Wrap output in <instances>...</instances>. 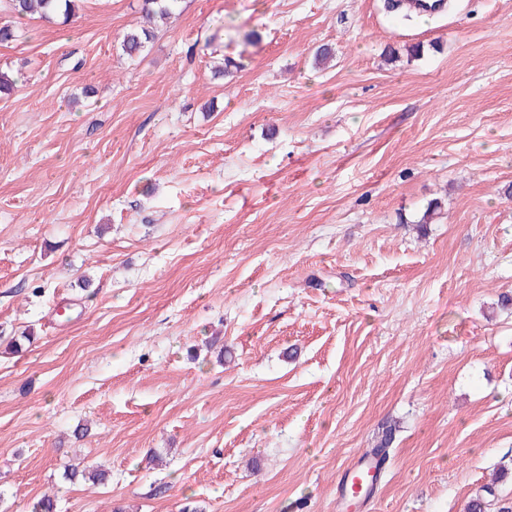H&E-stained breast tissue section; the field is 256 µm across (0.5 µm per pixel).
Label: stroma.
<instances>
[{"label":"stroma","mask_w":512,"mask_h":512,"mask_svg":"<svg viewBox=\"0 0 512 512\" xmlns=\"http://www.w3.org/2000/svg\"><path fill=\"white\" fill-rule=\"evenodd\" d=\"M143 6L0 0V512L512 507V0ZM12 10L19 16L38 15L40 18H51L63 15L65 20L75 16L77 2L80 0H8ZM152 33L146 28L128 30L122 39L121 48L129 57L140 56L150 42ZM375 463L370 454L361 456L358 461L348 468L339 485V497L342 501L362 497L367 500L375 489V483L371 486L368 476H375Z\"/></svg>","instance_id":"35a3bbf8"}]
</instances>
